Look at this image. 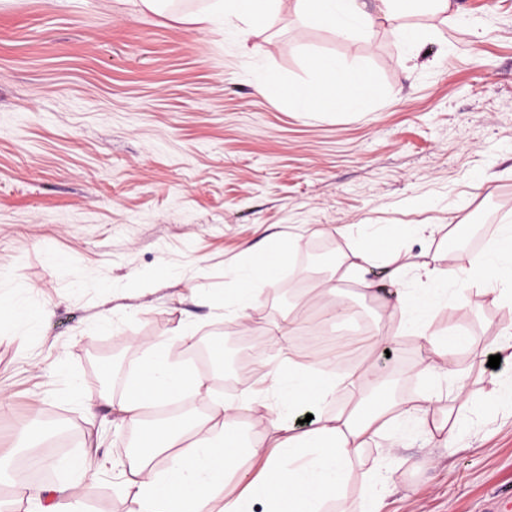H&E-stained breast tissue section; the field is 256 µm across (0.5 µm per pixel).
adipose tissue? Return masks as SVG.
<instances>
[{"instance_id":"1","label":"adipose tissue","mask_w":512,"mask_h":512,"mask_svg":"<svg viewBox=\"0 0 512 512\" xmlns=\"http://www.w3.org/2000/svg\"><path fill=\"white\" fill-rule=\"evenodd\" d=\"M282 0H210L204 10L183 15V23L206 27L223 23L236 37H243L244 23L259 17L275 20ZM451 0H377L374 10H366L363 0H294L293 11L303 20L326 24L340 38L355 40L368 35L382 22L438 10H450ZM310 78L303 84L284 87L283 92L296 111L313 112L336 104L358 109L361 103L356 83L343 70L319 57L309 60ZM499 239L490 243L480 260L456 251L445 254L442 263L425 264L411 270L404 262L401 247L376 248L378 233L366 234L353 253L350 272L363 273L378 266L396 288V300L388 312L398 326L377 336L380 346H393L406 336L418 337L431 357L421 371L426 377L443 376L453 385L456 400L469 403L468 375L457 369L444 344L433 329L432 313L448 301V284L459 291L477 289L495 301L512 304V253L503 250L500 240L512 239V225H501ZM416 273L424 283L414 292L404 282ZM234 284L224 300V309L234 315L253 302L251 283L258 277L256 260L232 267L227 272ZM141 371L135 374L127 394L113 409L122 420L141 423L146 410L168 404L171 396L190 391L207 393L205 382L186 367L170 362L153 344H142ZM377 373L375 363L324 373L305 363L288 361L269 366L268 395L273 399L258 423L275 437L273 447L245 446L237 431L249 407L244 403L219 401L210 407L207 418L186 424L153 423L142 452L129 458L125 488L136 505L135 512H253L260 503L262 512H334L347 499L354 472L370 441L386 433L417 424L430 427L442 447L455 445L454 431L429 422L431 395L420 394L405 400L380 396L367 401L364 391ZM346 407L336 415L318 417L299 428L296 414L307 406L335 401ZM247 456L258 461L260 470L234 497L224 493V477L232 458ZM51 496L52 505L43 512H84L83 502L68 482L43 490L16 484L18 501L33 503Z\"/></svg>"}]
</instances>
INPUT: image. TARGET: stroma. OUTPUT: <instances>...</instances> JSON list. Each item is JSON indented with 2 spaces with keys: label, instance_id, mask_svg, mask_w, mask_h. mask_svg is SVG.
Wrapping results in <instances>:
<instances>
[{
  "label": "stroma",
  "instance_id": "obj_1",
  "mask_svg": "<svg viewBox=\"0 0 512 512\" xmlns=\"http://www.w3.org/2000/svg\"><path fill=\"white\" fill-rule=\"evenodd\" d=\"M454 3L450 22L403 18L420 35L411 51L389 25L346 41L286 12L253 21L242 40L220 23L180 22L208 0L154 12L140 0H0V297L21 310L0 321V467L21 455V430L56 426L68 441L45 448L41 486L92 462V486L76 488L87 512H133L128 425L99 395H126L139 343L188 363L211 396L265 402V367L215 386L179 334L190 321L232 361L231 320L216 304L232 286L226 269L292 242L281 278L255 284L245 316L270 363H307L267 330L328 279L357 315L391 326L344 276L368 229L406 226L418 265L449 237L512 223V0ZM313 55L373 80L361 110L297 112L254 91L261 72L307 80ZM321 243L334 260L315 267ZM434 326L461 336L453 353L473 404L460 409L449 381L436 382L433 419H465L457 452L431 459L417 431L371 442L382 512H512V403L480 409L483 363L512 307L473 292L456 317L438 308Z\"/></svg>",
  "mask_w": 512,
  "mask_h": 512
}]
</instances>
